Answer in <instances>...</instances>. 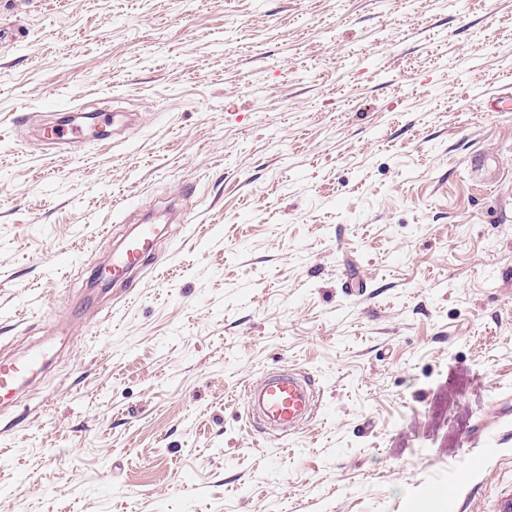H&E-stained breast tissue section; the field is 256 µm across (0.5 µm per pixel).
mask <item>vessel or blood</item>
Masks as SVG:
<instances>
[{
    "instance_id": "obj_1",
    "label": "vessel or blood",
    "mask_w": 512,
    "mask_h": 512,
    "mask_svg": "<svg viewBox=\"0 0 512 512\" xmlns=\"http://www.w3.org/2000/svg\"><path fill=\"white\" fill-rule=\"evenodd\" d=\"M83 128L67 120L50 128L48 141L53 145L78 143ZM161 226L155 222L139 225L136 233L112 255L113 279L131 278L151 256ZM57 343L50 340L36 345L17 358H0V409L17 407L22 393L42 376L56 354ZM253 423L284 433L304 429L318 409L311 377L303 372H280L266 376L244 391Z\"/></svg>"
}]
</instances>
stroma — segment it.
<instances>
[{
  "mask_svg": "<svg viewBox=\"0 0 512 512\" xmlns=\"http://www.w3.org/2000/svg\"><path fill=\"white\" fill-rule=\"evenodd\" d=\"M512 0H0V512L512 502ZM133 114L49 150L62 112ZM192 189L132 286L135 218ZM322 392L273 442L242 389ZM68 336L36 345L17 358H0V409L12 410L18 406L22 393L42 376L56 354L57 342Z\"/></svg>",
  "mask_w": 512,
  "mask_h": 512,
  "instance_id": "1",
  "label": "stroma"
}]
</instances>
